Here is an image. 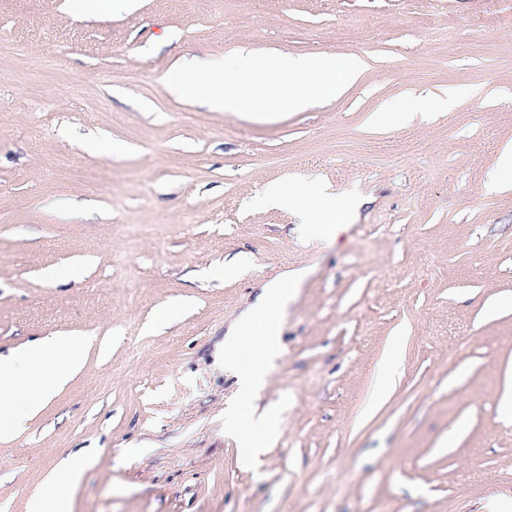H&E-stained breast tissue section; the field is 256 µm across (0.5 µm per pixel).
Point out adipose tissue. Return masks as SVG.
<instances>
[{"label":"adipose tissue","mask_w":512,"mask_h":512,"mask_svg":"<svg viewBox=\"0 0 512 512\" xmlns=\"http://www.w3.org/2000/svg\"><path fill=\"white\" fill-rule=\"evenodd\" d=\"M361 67L359 59L333 55L228 58L220 54L183 59L169 74L167 85L173 93L201 98L209 111L253 112L270 120L281 111H301L315 100L336 97L357 79ZM253 77L261 78L262 84L257 98L250 99L240 87ZM262 200L271 206L297 207L306 216L304 231L325 241L333 240L341 224L353 217L350 207L307 184H269ZM301 279V273L291 272L268 282L224 339V365L238 379L237 398L224 427L238 435L247 458L263 443L268 416L258 412L256 400L280 354L281 327ZM88 343L85 337L47 336L11 356H0V430L16 433L35 419L81 368L82 350ZM81 472L78 465L56 470L46 480L50 494L34 499L30 512H70L65 489L78 482Z\"/></svg>","instance_id":"adipose-tissue-1"}]
</instances>
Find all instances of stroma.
Listing matches in <instances>:
<instances>
[{"label": "stroma", "instance_id": "stroma-1", "mask_svg": "<svg viewBox=\"0 0 512 512\" xmlns=\"http://www.w3.org/2000/svg\"><path fill=\"white\" fill-rule=\"evenodd\" d=\"M239 49L364 68L273 121L169 92L182 54ZM42 55L56 64L34 71ZM390 104L417 116L372 128ZM510 142L512 0H132L90 15L0 0V354L97 341L0 437V512H29L51 472L87 455L71 512H477L512 497V308L490 309L512 297V191L492 188L512 181L498 168ZM297 177L355 206L330 246L259 202ZM61 197L92 217L56 219L45 205ZM228 257L240 271L216 277ZM295 268L308 275L262 398L277 439L246 469L224 430V338ZM395 336L400 377L365 413Z\"/></svg>", "mask_w": 512, "mask_h": 512}]
</instances>
